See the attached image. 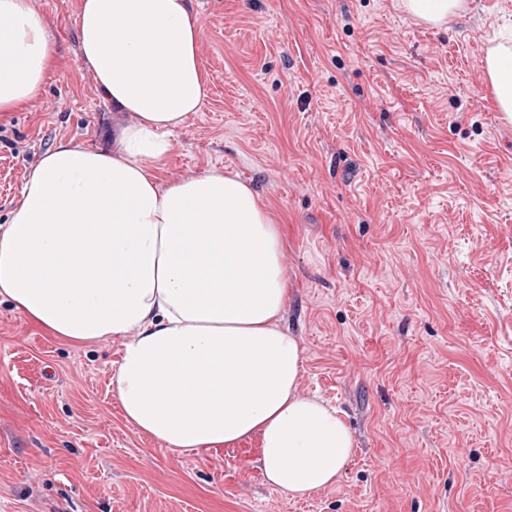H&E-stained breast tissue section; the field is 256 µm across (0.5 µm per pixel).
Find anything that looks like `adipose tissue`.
<instances>
[{"instance_id": "adipose-tissue-1", "label": "adipose tissue", "mask_w": 512, "mask_h": 512, "mask_svg": "<svg viewBox=\"0 0 512 512\" xmlns=\"http://www.w3.org/2000/svg\"><path fill=\"white\" fill-rule=\"evenodd\" d=\"M77 31L80 64L127 119L111 147L62 143L28 173L0 234V298L69 344L123 338L112 396L167 449L256 436L273 487L334 485L353 439L336 408L299 391L280 226L236 176H159L209 93L189 0H80ZM56 56L32 0H0V115L40 96ZM483 66L512 118V46Z\"/></svg>"}]
</instances>
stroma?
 Listing matches in <instances>:
<instances>
[{"mask_svg": "<svg viewBox=\"0 0 512 512\" xmlns=\"http://www.w3.org/2000/svg\"><path fill=\"white\" fill-rule=\"evenodd\" d=\"M58 67L0 116V233L61 142L101 147L106 104L78 56L79 0H34ZM210 93L163 177L248 182L284 236L299 389L353 439L338 482L268 484L259 440L177 453L128 426L123 341L73 346L0 302V512H512V152L475 67L512 0L442 26L401 0H190Z\"/></svg>", "mask_w": 512, "mask_h": 512, "instance_id": "35a3bbf8", "label": "stroma"}]
</instances>
